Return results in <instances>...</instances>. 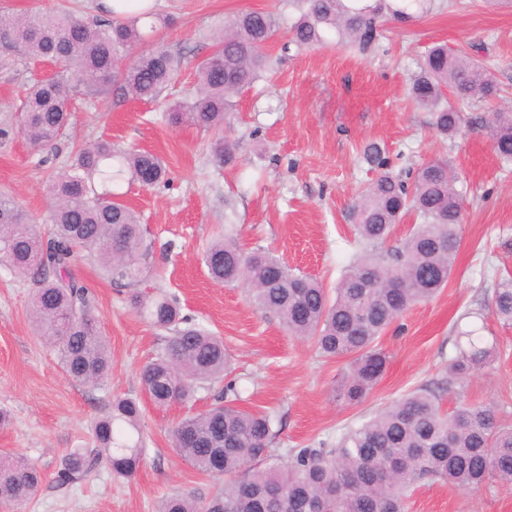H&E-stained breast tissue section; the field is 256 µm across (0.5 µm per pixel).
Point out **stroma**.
Returning a JSON list of instances; mask_svg holds the SVG:
<instances>
[{"instance_id":"35a3bbf8","label":"stroma","mask_w":512,"mask_h":512,"mask_svg":"<svg viewBox=\"0 0 512 512\" xmlns=\"http://www.w3.org/2000/svg\"><path fill=\"white\" fill-rule=\"evenodd\" d=\"M99 0H0V13L69 10L98 13ZM296 11L288 0H156L160 22L151 38L180 59L160 101L108 94L82 97L56 149L32 150L19 133L18 105L28 85L48 71L12 50L0 49V193L15 197L42 237H50L54 204L50 177L63 171L71 150L101 139L122 151L147 150L170 170L153 187L122 178L111 185L141 218L149 251L139 288L174 296L184 314L221 336L232 357L239 404L273 412L280 451L335 446L345 428L421 386L436 387L456 352L459 332L473 330L493 350L490 367L465 382L467 400L486 403L512 424V326L492 314L499 279L512 277V177L477 120L512 110V5L506 0H427L418 17L388 19L377 46L360 54L335 40L312 48L277 38L265 52L270 66L240 92L224 127L231 163L216 165L215 136L189 124H171L167 104L189 96L196 68L212 50L226 19L246 10ZM447 44L482 62L499 92L466 102L476 123L454 137L431 126V114L409 97L428 46ZM385 148L393 174L447 157L459 179L464 222L448 284L406 311L381 339L389 362L377 386L358 404L335 400L349 359L325 360L310 343L290 336L277 315L255 309L242 287L216 284L202 261L207 246L231 231L242 248H267L292 269L333 289L353 258L349 209L376 176L362 158L367 144ZM71 271L89 289L92 313L112 349V376L103 388L72 381L56 351L37 338L29 312L34 284L0 268V455L34 461L44 482L28 512H156L160 498L187 490L208 498L215 482L171 446L173 424L209 408L216 389L200 386L184 404L159 408L144 400L139 371L160 350V331L87 257ZM142 400L140 427L146 455L135 476L113 479L98 467L82 480H55L64 456L94 445L91 422L113 397ZM407 512H512V489H460L437 480L417 484Z\"/></svg>"}]
</instances>
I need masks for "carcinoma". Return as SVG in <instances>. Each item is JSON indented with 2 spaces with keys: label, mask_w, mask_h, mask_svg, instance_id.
Here are the masks:
<instances>
[{
  "label": "carcinoma",
  "mask_w": 512,
  "mask_h": 512,
  "mask_svg": "<svg viewBox=\"0 0 512 512\" xmlns=\"http://www.w3.org/2000/svg\"><path fill=\"white\" fill-rule=\"evenodd\" d=\"M299 16L288 28L289 42L312 47L334 34L336 43L363 53L380 36L383 17L406 19L424 0H291ZM156 29L153 14L88 21L74 13L26 11L0 15V48L17 49L32 60L57 63L61 71L33 83L20 105L19 131L35 148H51L64 134L71 106L80 96L112 89L138 100L157 99L179 67L163 46L143 49V28ZM279 14L244 11L228 20L211 53L197 66L191 96L171 104L174 124L220 131L233 111V97L252 85L268 65L263 52L280 34ZM496 93L488 70L470 57L437 44L426 50L409 95L432 112L437 133L452 137L472 119L453 101L486 99ZM495 153L512 162V113L497 112L483 121ZM365 156L378 171L351 209L356 241L386 247L350 265L329 294L313 279L294 273L272 252L244 251L233 238L209 244L203 261L218 283L247 287L248 301L276 314L290 335L313 343L328 360L352 358L338 397L358 404L383 377L388 355L381 335L416 303L447 286L460 247L462 220L457 177L448 160L433 159L406 177L389 171L376 145ZM129 173L152 186L167 180V169L146 151L115 153L99 140L76 150L68 169L50 179L54 235L44 241L22 206L0 195V266L35 282L29 302L40 339L55 348L67 375L100 388L112 371V352L91 313L88 288L71 273L78 254L93 257L113 281L138 282L148 246L137 214L108 192L94 176L112 182ZM413 210L421 223L391 244L395 224ZM133 308L165 333L156 357L139 371L141 389L157 407L185 402L201 383L228 374L224 341L182 314L165 293L132 291ZM495 316L512 323V277L494 289ZM483 337L466 335L448 359L445 390L460 394L462 381L491 362ZM235 384L224 386V400L180 420L171 444L196 470L219 484L203 501L186 490L164 495L157 512H405L418 481L442 480L469 489L488 483L512 487V426L490 407L462 402L445 411L441 398L420 387L347 428L333 448L291 450L281 461L274 448L278 421L270 412L241 408ZM140 402L112 399L108 413L92 426L95 448L68 453L57 473L71 483L97 465L116 479H131L144 458ZM44 475L24 456L0 457V503L22 512L41 489Z\"/></svg>",
  "instance_id": "cac0c4a2"
}]
</instances>
